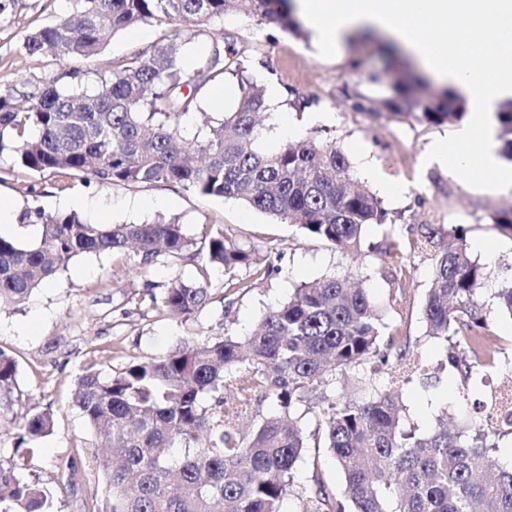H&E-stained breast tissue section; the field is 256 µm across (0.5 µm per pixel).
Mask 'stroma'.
I'll return each instance as SVG.
<instances>
[{
	"instance_id": "obj_1",
	"label": "stroma",
	"mask_w": 512,
	"mask_h": 512,
	"mask_svg": "<svg viewBox=\"0 0 512 512\" xmlns=\"http://www.w3.org/2000/svg\"><path fill=\"white\" fill-rule=\"evenodd\" d=\"M76 7V0H0V94L22 98L69 69V62L29 54L22 43L26 34L65 19ZM168 36L167 26L154 23L111 35L99 55L82 63L85 83H94L99 73L111 75L115 63L166 43ZM215 43L243 52L251 64L250 77L280 92L266 101L262 149H277L291 138L335 143L351 163L355 179L380 195L387 224L367 228L364 245L370 254L359 260L233 199L199 196L176 183L106 186L93 179L64 180L20 168L13 154L0 155V200L9 204L12 236L22 241L39 238L43 212L74 211L89 222L107 224L175 218L191 236L200 235L206 224L232 229L245 247L266 256L272 268L261 281L240 269L241 286L229 295L223 272H213L208 303L185 318L171 315L150 298L162 296L175 279H191L193 261L163 255L142 270L123 252L83 254L22 304L0 307V346L18 362L13 414L44 409L55 414L53 433L32 447L34 477L54 491L58 512H87L86 503L105 498L100 442L71 406L74 381L84 369L109 376L132 358L160 357L192 338L249 334L266 309L288 300L299 284L347 269L388 327L410 336L416 360L435 377L427 389L415 381L400 385L407 425L423 433L440 409L456 418L472 413L458 378L440 366L442 346L424 335L421 309L431 282V260L406 257L407 271L399 274L381 247L389 229L406 236L423 224L440 225L445 232L462 224L474 258L492 269L512 264V238L500 235L490 220L512 206V187L487 191L478 167L463 178L427 166L430 149L451 140L457 126L411 123L382 108L395 67L406 60L386 41L364 35L343 56L327 59L317 52L310 30L295 36L229 13L192 32L181 49L185 69L195 70ZM289 89L310 99L311 111L327 113L328 121L312 123L297 113L284 97ZM238 97L232 76L209 82L200 93V113L188 119V132L203 129L206 118L233 108ZM385 182L396 186V194L383 193ZM307 456L297 468V483L309 484L317 468L329 491L342 492L343 476L328 451L311 448ZM70 462L76 465L71 486L64 472Z\"/></svg>"
}]
</instances>
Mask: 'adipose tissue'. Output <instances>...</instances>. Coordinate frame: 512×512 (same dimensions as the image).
<instances>
[{
	"mask_svg": "<svg viewBox=\"0 0 512 512\" xmlns=\"http://www.w3.org/2000/svg\"><path fill=\"white\" fill-rule=\"evenodd\" d=\"M323 55L338 56L362 30L387 37L437 83L464 99L470 117L430 162L465 176L480 164L489 188L512 186L501 163L491 116L512 99V0H297Z\"/></svg>",
	"mask_w": 512,
	"mask_h": 512,
	"instance_id": "ef3b65f1",
	"label": "adipose tissue"
}]
</instances>
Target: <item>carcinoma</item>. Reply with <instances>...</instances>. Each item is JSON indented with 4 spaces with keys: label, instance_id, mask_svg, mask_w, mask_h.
Instances as JSON below:
<instances>
[{
    "label": "carcinoma",
    "instance_id": "obj_1",
    "mask_svg": "<svg viewBox=\"0 0 512 512\" xmlns=\"http://www.w3.org/2000/svg\"><path fill=\"white\" fill-rule=\"evenodd\" d=\"M66 19L27 34L31 55L89 61L103 37L139 23L175 27L163 45L112 66L93 89L45 81L20 103L0 96V154L10 151L39 174L89 176L103 184L178 183L205 197L231 198L285 220L339 252L360 250L367 226L387 211L366 189L353 187L346 155L333 143L290 141L272 153L257 147L264 89L245 75L244 60H224L214 44L191 74L180 62L183 26H201L229 12L301 34L289 0H79ZM237 79L240 97L204 133L185 134L200 110L198 94L219 75ZM191 85L188 93L181 86ZM383 107L418 123L440 126L466 116L464 100L433 94L425 80L404 73ZM500 154L512 162V100L500 105ZM40 239L26 245L0 235V304L18 305L77 255L130 250L145 267L160 255L203 256L198 279L174 280L163 306L192 316L209 301L210 271L224 272V289L238 287L237 271L255 278L270 265L219 224L192 238L176 220L100 224L76 213L45 215ZM512 236V209L492 217ZM429 254L433 274L422 309L425 336L446 345V365L465 389L495 369H512L504 349L487 341L500 317L512 320V265L489 304L487 265L470 257L467 228L435 224L402 243L390 236L385 252L402 263L403 247ZM348 272L304 282L289 300L267 310L246 336L192 339L162 357L135 358L121 371L78 376L72 406L109 446L101 460L106 512H512V460L487 438L512 435V406L494 397L474 402L483 419L454 431L438 418L426 433L403 423L398 391L380 377L408 360L410 340L389 334L364 288ZM18 363L0 348V408L14 404ZM352 377L358 396L336 393L337 377ZM316 412L308 433L301 420ZM54 413L44 409L14 427L18 444L50 435ZM326 448L345 479L332 494L319 473L295 483L307 448ZM0 512H57L55 494L16 466L0 464Z\"/></svg>",
    "mask_w": 512,
    "mask_h": 512
}]
</instances>
